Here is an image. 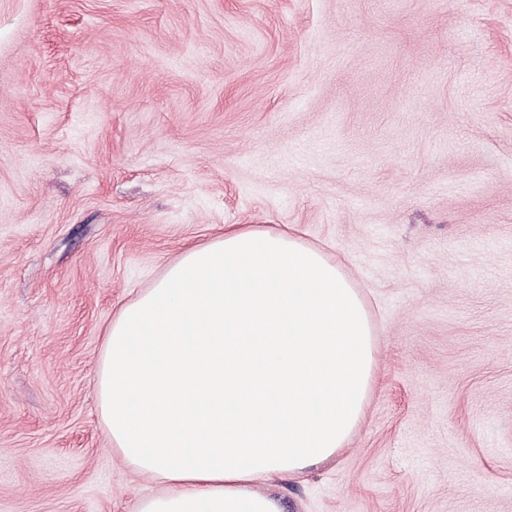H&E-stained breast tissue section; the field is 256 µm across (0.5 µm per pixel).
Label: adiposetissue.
<instances>
[{"instance_id": "1", "label": "adipose tissue", "mask_w": 512, "mask_h": 512, "mask_svg": "<svg viewBox=\"0 0 512 512\" xmlns=\"http://www.w3.org/2000/svg\"><path fill=\"white\" fill-rule=\"evenodd\" d=\"M369 319L339 265L282 232L188 247L106 327L96 400L164 493L137 512H280L257 479L340 455L372 384Z\"/></svg>"}]
</instances>
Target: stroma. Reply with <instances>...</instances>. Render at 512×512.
Listing matches in <instances>:
<instances>
[{"mask_svg": "<svg viewBox=\"0 0 512 512\" xmlns=\"http://www.w3.org/2000/svg\"><path fill=\"white\" fill-rule=\"evenodd\" d=\"M275 229L370 314L347 449L281 512H512V0H0V512H136L103 330Z\"/></svg>", "mask_w": 512, "mask_h": 512, "instance_id": "stroma-1", "label": "stroma"}]
</instances>
